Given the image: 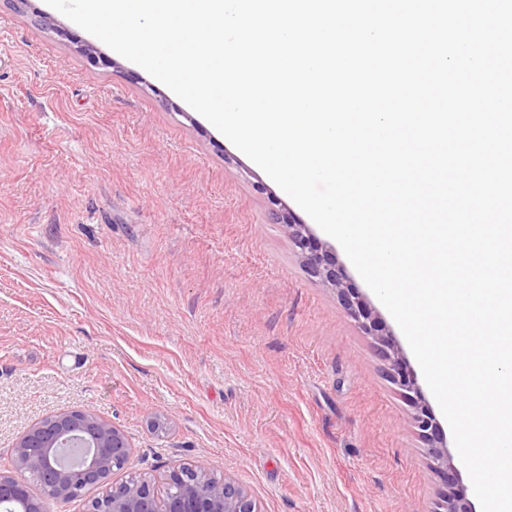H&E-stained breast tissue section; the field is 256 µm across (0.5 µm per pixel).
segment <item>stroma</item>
<instances>
[{
	"label": "stroma",
	"instance_id": "obj_1",
	"mask_svg": "<svg viewBox=\"0 0 512 512\" xmlns=\"http://www.w3.org/2000/svg\"><path fill=\"white\" fill-rule=\"evenodd\" d=\"M284 210L311 222L163 83L0 0V468L88 409L130 443L117 482L190 463L261 512H432L411 408Z\"/></svg>",
	"mask_w": 512,
	"mask_h": 512
}]
</instances>
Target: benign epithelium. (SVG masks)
<instances>
[{
	"instance_id": "7a95c632",
	"label": "benign epithelium",
	"mask_w": 512,
	"mask_h": 512,
	"mask_svg": "<svg viewBox=\"0 0 512 512\" xmlns=\"http://www.w3.org/2000/svg\"><path fill=\"white\" fill-rule=\"evenodd\" d=\"M293 245L310 276L334 287L351 319L371 336L391 363L392 383L410 401L412 421L427 448L429 466L445 485L440 508L443 512H476L462 485L460 469L448 449L444 432L427 401L416 371L396 338L383 332L379 316L359 293L344 287V270L328 258L304 224L285 216ZM131 446L124 432L88 409L53 414L33 424L17 441L14 468L0 470V503L14 512H41L29 497L28 483L19 475L39 481L45 496L69 500L93 484L104 488L88 503L87 512H260L250 493L229 477L217 478L198 465L170 467L164 483L173 488L161 509L154 503V483L146 478L135 483H115L112 476L124 469Z\"/></svg>"
}]
</instances>
